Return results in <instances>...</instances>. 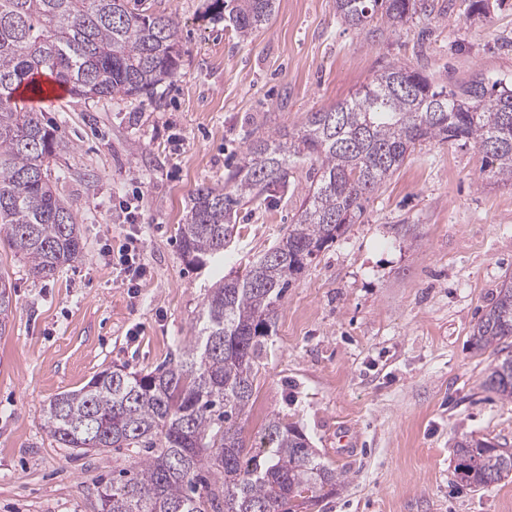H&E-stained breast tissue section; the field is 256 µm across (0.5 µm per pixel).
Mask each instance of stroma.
<instances>
[{"mask_svg": "<svg viewBox=\"0 0 512 512\" xmlns=\"http://www.w3.org/2000/svg\"><path fill=\"white\" fill-rule=\"evenodd\" d=\"M398 27L345 24L336 0H276L267 25L241 39L212 0H138L174 15L181 75L152 96L38 106L57 130L51 173L72 205L82 258L49 279L0 245L13 315L0 334V512H100L98 490L129 452L78 454L47 435L44 410L116 367L147 373L189 344L222 277L288 232L312 181L292 165L237 211L222 258L187 266L178 226L201 184L227 181L253 139L299 132L326 109L402 64L448 87L482 74L512 81V0H429ZM141 227L147 268L121 283L105 247ZM512 276V182L493 177L472 143L426 141L365 204L361 217L289 288L267 339L244 426L260 442L265 415L296 425L347 481L313 512H512V480L473 490L454 477L465 435L512 449V401L485 381L493 350L472 328Z\"/></svg>", "mask_w": 512, "mask_h": 512, "instance_id": "stroma-1", "label": "stroma"}]
</instances>
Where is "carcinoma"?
<instances>
[{
  "instance_id": "carcinoma-1",
  "label": "carcinoma",
  "mask_w": 512,
  "mask_h": 512,
  "mask_svg": "<svg viewBox=\"0 0 512 512\" xmlns=\"http://www.w3.org/2000/svg\"><path fill=\"white\" fill-rule=\"evenodd\" d=\"M275 0H233L228 18L242 39L267 24ZM425 0H336V13L364 30L379 11L396 27ZM182 51L173 17L148 14L130 0H0V240L48 278L83 250L77 217L57 193L50 159L59 142L37 113L17 108L14 93L39 73L71 96L107 99L150 95L181 74ZM512 85L470 79L453 89L392 64L335 107L312 112L294 136L252 141L229 189L199 186L179 225L187 265L224 253L236 219L233 205L286 183L288 166L314 162L296 222L249 266L220 279L198 316L197 340L179 360L146 374L105 369L78 390L48 404L44 428L61 448H139L143 456L112 468L98 490L101 512H300L336 493L344 475L323 463L309 440L274 413L263 444L251 453L243 437L255 395L264 339L293 279L328 243L361 216L368 195L417 145L471 141L512 180ZM11 285L0 278V332L12 314ZM512 338V281L472 329L479 350ZM512 400V352L496 359L486 379ZM456 481L475 489L512 477V451L488 439L456 442Z\"/></svg>"
}]
</instances>
